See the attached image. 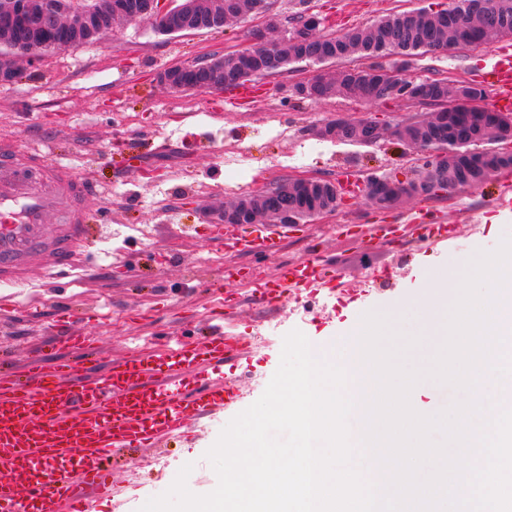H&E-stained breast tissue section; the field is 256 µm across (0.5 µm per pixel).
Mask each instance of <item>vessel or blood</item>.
<instances>
[{"instance_id": "1", "label": "vessel or blood", "mask_w": 512, "mask_h": 512, "mask_svg": "<svg viewBox=\"0 0 512 512\" xmlns=\"http://www.w3.org/2000/svg\"><path fill=\"white\" fill-rule=\"evenodd\" d=\"M504 108L512 107V54L493 65ZM37 180L25 179L0 150V286H22L29 262L49 252L54 268H69L74 243H89L95 231L81 207L93 184L54 164L38 167ZM70 192L65 222L49 229L46 214L55 194ZM422 244L447 241L442 224H419L407 217ZM235 250L273 252L284 229L250 237L211 225ZM231 278L247 279L253 298L279 302L288 294L335 289L336 275L321 263L301 260L267 279L227 267ZM64 344L81 353L50 364H28L19 374H0V512H93L99 497L113 494L112 457L126 448H162L186 438L190 421L231 414L242 402L241 380L254 359L248 337L228 336L212 326L207 336L154 348L135 346L119 359L104 360L95 338L75 330L73 314L62 309Z\"/></svg>"}]
</instances>
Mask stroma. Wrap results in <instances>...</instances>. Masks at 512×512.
Instances as JSON below:
<instances>
[{"mask_svg":"<svg viewBox=\"0 0 512 512\" xmlns=\"http://www.w3.org/2000/svg\"><path fill=\"white\" fill-rule=\"evenodd\" d=\"M448 0H269L285 21L299 9L319 15L321 33L366 27L403 11H436ZM256 19L224 28L162 35L148 22H120L111 36L93 44L49 52L33 68H23L13 82L0 84V143L18 162L53 140L48 162H62L98 184V197L87 212L97 224L96 246H77L71 270L58 274L48 258L31 266L34 287L0 289V371L18 370L45 341L44 331L61 306L75 314L99 311L104 318L87 331L111 358L123 356L149 334L168 338L199 335L207 307L216 294L231 300L224 310V330L250 337L257 352H269L271 364L258 369L243 387L247 403L265 391L281 359L283 339L301 331L310 343L343 350L348 330L365 312L407 308L401 318L411 334L420 317L412 305L426 283L448 267L453 257L494 251L512 236V204L492 206L499 186L512 182V170L493 176L477 189L453 191L427 202L406 199L390 209L365 196L345 195L336 210L290 228L279 252L248 259L260 275L276 276L283 263L313 258L335 267L344 284L336 294L302 293L274 311L244 301L245 281L224 277L236 262L204 237L175 232L178 224H208L225 203L272 184L296 178L337 179L387 173L417 178L416 153L385 138L374 145L323 139L316 125L337 116L373 112L388 125L410 121L421 108L410 101L370 106L343 98L317 101L294 97L288 87L313 75H334L336 64H292L276 78L250 81L251 92L236 99L224 93L171 91L158 78L167 67L219 51L232 54L251 43ZM512 52V38L415 56L406 78L444 77L480 82L488 102L497 91L488 75L496 52ZM448 227L445 243L421 246L410 238L364 243L350 237L351 224L401 223L404 216ZM216 433L177 449L176 462L156 450L127 449L113 465L117 497L100 503L99 512H139L151 497L164 493L181 465L194 469L190 490L206 494L217 476L206 459Z\"/></svg>","mask_w":512,"mask_h":512,"instance_id":"35a3bbf8","label":"stroma"}]
</instances>
